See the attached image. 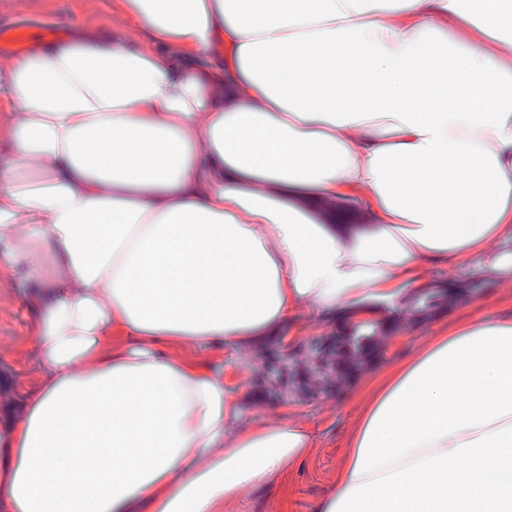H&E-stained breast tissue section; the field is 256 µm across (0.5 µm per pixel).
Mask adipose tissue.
I'll list each match as a JSON object with an SVG mask.
<instances>
[{
	"label": "adipose tissue",
	"instance_id": "ef3b65f1",
	"mask_svg": "<svg viewBox=\"0 0 512 512\" xmlns=\"http://www.w3.org/2000/svg\"><path fill=\"white\" fill-rule=\"evenodd\" d=\"M122 0L152 46L0 60V512H243L308 425L205 353L304 309L406 310L435 263L512 283V0ZM224 67L198 65L216 40ZM317 512H512V320L440 327L356 395ZM24 288H0V363L9 367L16 388H33L36 374L29 334L30 313L21 298Z\"/></svg>",
	"mask_w": 512,
	"mask_h": 512
}]
</instances>
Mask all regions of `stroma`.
<instances>
[{
    "mask_svg": "<svg viewBox=\"0 0 512 512\" xmlns=\"http://www.w3.org/2000/svg\"><path fill=\"white\" fill-rule=\"evenodd\" d=\"M1 19L20 24L35 35L86 21L102 34L121 33L135 46L150 40L147 25L127 17L121 0H0ZM424 287L439 294L438 305L408 322L392 320L384 330L391 341L382 354L370 351L357 359L332 362V369L353 371L351 385L334 395L315 391L312 383L319 378V343L335 341L347 331L341 318L307 309L285 327L277 341L248 361H241L229 349L212 354V361L224 368L225 383L248 394L250 412L256 419L276 418L283 401H291L296 415L310 426L316 443L314 455L296 467L290 478L294 490L290 503H283L273 488L265 487L251 495L247 512H315L344 460V445L356 415L355 386L407 356L432 335L437 321L470 316L512 319V288L500 287L478 274L475 261L431 267ZM23 291L20 285L0 288V363L9 367L15 385L31 388L36 374L30 313L22 302Z\"/></svg>",
    "mask_w": 512,
    "mask_h": 512,
    "instance_id": "stroma-1",
    "label": "stroma"
}]
</instances>
